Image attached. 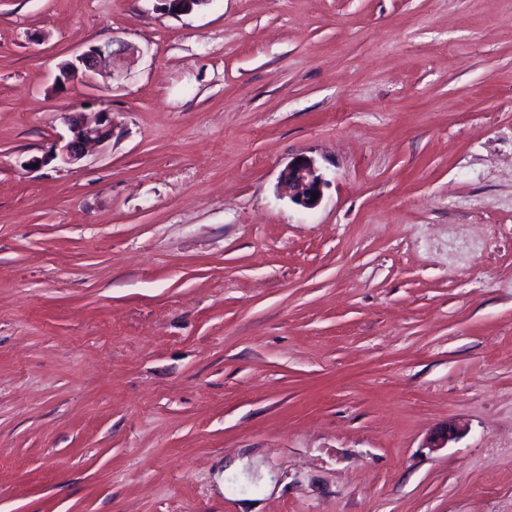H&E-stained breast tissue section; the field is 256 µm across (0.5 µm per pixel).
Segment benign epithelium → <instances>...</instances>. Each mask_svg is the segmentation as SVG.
Returning <instances> with one entry per match:
<instances>
[{"mask_svg": "<svg viewBox=\"0 0 512 512\" xmlns=\"http://www.w3.org/2000/svg\"><path fill=\"white\" fill-rule=\"evenodd\" d=\"M138 54V47L121 42L117 48L92 46L73 60L64 62L60 67L63 79L76 76L90 81L93 75L109 70L113 73L119 65L129 64ZM65 123L68 135L61 138L48 154L35 157L29 165L42 166L57 160L66 165H75L82 160L89 149L112 139V115L108 111L97 113L94 120L89 121L83 113L73 108L65 112ZM281 180L288 188L290 199L297 205L312 209L319 205L323 197V189L327 186L320 169L313 158L299 155L281 173Z\"/></svg>", "mask_w": 512, "mask_h": 512, "instance_id": "obj_1", "label": "benign epithelium"}]
</instances>
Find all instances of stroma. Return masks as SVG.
<instances>
[{"instance_id": "1", "label": "stroma", "mask_w": 512, "mask_h": 512, "mask_svg": "<svg viewBox=\"0 0 512 512\" xmlns=\"http://www.w3.org/2000/svg\"><path fill=\"white\" fill-rule=\"evenodd\" d=\"M0 512H512V0H0ZM138 52V47L125 42L119 43L116 49L92 46L74 60L64 62L60 67V73L64 80L81 75L85 81H90L93 75L106 69L113 76L114 72L119 70V63L130 64ZM68 135L62 137L44 157L32 158L28 164L42 166L57 160L66 165H75L82 160L93 146L110 141L113 136L111 112H97L94 120L88 121L83 115L73 108L64 112ZM280 177L295 204L312 209L321 202L327 180L313 158L306 155L295 157L282 171ZM313 196H316L315 200H312Z\"/></svg>"}]
</instances>
